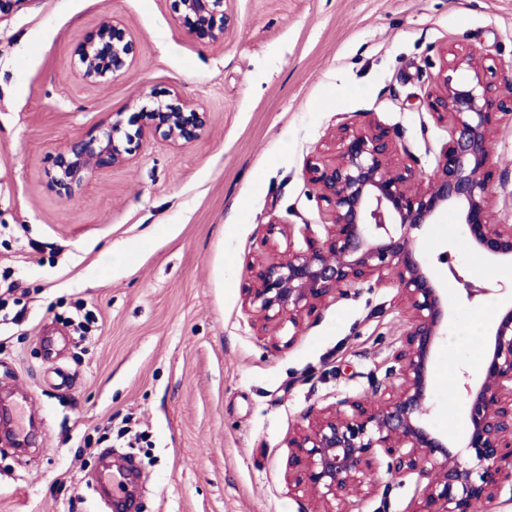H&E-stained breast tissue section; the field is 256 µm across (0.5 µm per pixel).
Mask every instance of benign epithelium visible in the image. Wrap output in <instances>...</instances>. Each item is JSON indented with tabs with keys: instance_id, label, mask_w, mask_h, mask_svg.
Returning <instances> with one entry per match:
<instances>
[{
	"instance_id": "obj_1",
	"label": "benign epithelium",
	"mask_w": 512,
	"mask_h": 512,
	"mask_svg": "<svg viewBox=\"0 0 512 512\" xmlns=\"http://www.w3.org/2000/svg\"><path fill=\"white\" fill-rule=\"evenodd\" d=\"M173 2L187 37L224 40V0ZM137 55L123 22L104 19L80 45L76 75L97 86L122 75ZM426 101L435 124L448 132L432 173L399 129L372 113L359 125H338L334 155L316 158L306 169L327 204L325 236L307 235L306 248L296 249L289 225L272 220L249 265L245 301L262 329L288 324V340L276 336L277 345H291L319 306L363 283L394 285L411 315L385 386L308 411V424L288 436V486L320 504L317 512H353V499L368 494L382 458L389 474L426 480L408 512H473L477 503L495 512L503 489L512 488V303L490 332L478 382L463 373L469 429L462 449L453 452L427 421L434 352L448 329V292L417 247L422 228L456 208L477 258L512 262V224L495 223L488 190L491 138L502 123L512 122V76H498L473 50L454 52ZM142 117L145 123L131 130L115 113L98 134L72 141L48 172L54 191L71 199L96 173L125 166L143 141L160 138L178 149L199 140L210 122L203 106L176 92ZM279 235L286 240L283 250ZM439 260L470 301L505 291L464 280L446 252Z\"/></svg>"
}]
</instances>
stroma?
I'll return each mask as SVG.
<instances>
[{
    "mask_svg": "<svg viewBox=\"0 0 512 512\" xmlns=\"http://www.w3.org/2000/svg\"><path fill=\"white\" fill-rule=\"evenodd\" d=\"M224 12L213 45L181 33L172 0H26L0 18V278L19 283L26 309L0 324V385L26 393L20 423L39 420L28 448H0V512H111L91 486L101 450L85 440L127 417L147 438L113 441L112 460L136 475L135 512H301L285 480L289 432L307 410L385 380L408 327L395 288L349 289L282 349L244 309L247 261L274 217L292 225L295 248L303 227L324 237L326 205L305 168L333 155L337 124L375 113L431 168L448 133L426 93L448 50L512 64V0H224ZM112 16L138 58L85 86L79 45ZM173 91L209 112L202 139L178 150L147 140L77 198L56 194L47 172L71 140L112 113L134 116L133 98ZM491 162L497 219L512 224V124L495 132ZM459 228L447 212L417 242L448 286L429 423L453 445L468 428L460 376L478 378L482 362L458 335L477 314L494 322L504 302L467 300L449 280L452 266L487 279ZM80 307L95 318L82 341ZM373 479L355 512H406L417 495L416 475L381 467Z\"/></svg>",
    "mask_w": 512,
    "mask_h": 512,
    "instance_id": "35a3bbf8",
    "label": "stroma"
}]
</instances>
